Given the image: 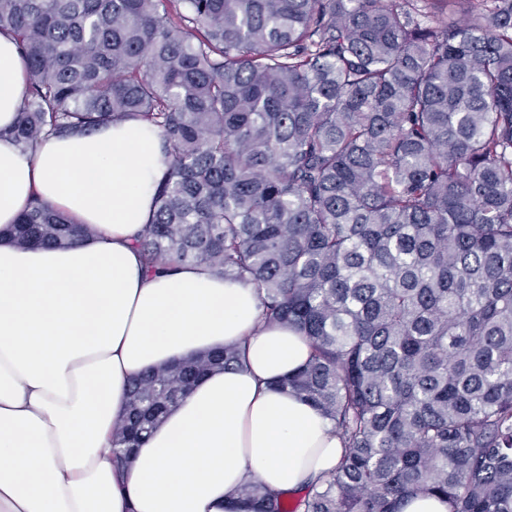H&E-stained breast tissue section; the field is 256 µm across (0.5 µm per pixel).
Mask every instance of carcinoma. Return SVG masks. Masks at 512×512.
Wrapping results in <instances>:
<instances>
[{
    "label": "carcinoma",
    "mask_w": 512,
    "mask_h": 512,
    "mask_svg": "<svg viewBox=\"0 0 512 512\" xmlns=\"http://www.w3.org/2000/svg\"><path fill=\"white\" fill-rule=\"evenodd\" d=\"M0 0L28 91L9 136L125 119L170 174L135 245L148 270L255 288L309 361L274 382L343 455L246 512H512V0ZM92 234L37 201L14 244ZM230 346L144 373L113 434L140 444ZM402 512H448V504L436 497L414 495L405 500Z\"/></svg>",
    "instance_id": "cac0c4a2"
}]
</instances>
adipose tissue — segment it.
Segmentation results:
<instances>
[{
    "instance_id": "ef3b65f1",
    "label": "adipose tissue",
    "mask_w": 512,
    "mask_h": 512,
    "mask_svg": "<svg viewBox=\"0 0 512 512\" xmlns=\"http://www.w3.org/2000/svg\"><path fill=\"white\" fill-rule=\"evenodd\" d=\"M26 88L1 32L0 512H243L249 480L292 492L328 476L332 422L271 386L308 362L306 339L265 323L254 288L197 266L149 272L132 245L169 172L158 130L128 120L24 153L5 132ZM36 199L92 236L19 249L10 230ZM224 346L243 365L208 374L117 458L133 378Z\"/></svg>"
}]
</instances>
